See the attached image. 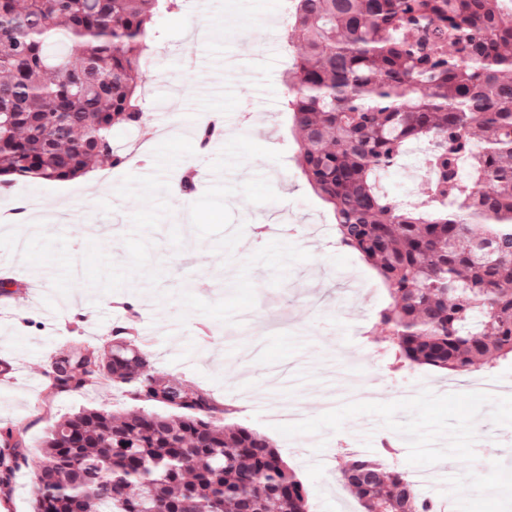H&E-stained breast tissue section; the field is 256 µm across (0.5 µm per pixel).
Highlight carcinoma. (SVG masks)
I'll list each match as a JSON object with an SVG mask.
<instances>
[{
    "label": "carcinoma",
    "instance_id": "obj_1",
    "mask_svg": "<svg viewBox=\"0 0 512 512\" xmlns=\"http://www.w3.org/2000/svg\"><path fill=\"white\" fill-rule=\"evenodd\" d=\"M285 109L300 169L340 245L391 297L394 361L468 373L512 356V0H294ZM175 0H0V181L67 182L126 162L116 127L147 122L142 58ZM430 147L423 200L379 178ZM112 348L55 355L57 391L104 378L119 410L57 420L33 462L32 512H309L264 434L199 386L159 375L128 321ZM0 430V486L27 462ZM363 512H430L407 473L351 454L338 471Z\"/></svg>",
    "mask_w": 512,
    "mask_h": 512
}]
</instances>
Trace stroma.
Here are the masks:
<instances>
[{"mask_svg":"<svg viewBox=\"0 0 512 512\" xmlns=\"http://www.w3.org/2000/svg\"><path fill=\"white\" fill-rule=\"evenodd\" d=\"M210 29L192 47L196 24ZM280 0H182L161 15L152 43L147 128L118 129L116 144L143 148L140 160L101 164L94 179L30 180L0 191V213L26 195L41 207L24 224L0 222V269L17 286L0 293V426L38 457L49 426L83 407L121 405L101 382L53 390L52 357L81 342L106 349L123 317L118 299L138 311L137 334L160 375L209 390L237 423L269 437L307 489L310 512H362L333 477L347 453L393 452L390 465L416 475L440 499L464 463L408 464V441L378 416L347 419L337 431L286 437L280 425L341 405L343 375L357 402L388 403L413 384L438 395L481 391L512 396V358L468 374L417 367L397 371L374 324L389 294L377 272L336 243L332 209L307 184L283 106L285 68ZM194 51L198 67L181 62ZM246 70L234 95L213 97L227 59ZM223 111L220 142L198 153L195 120ZM197 174L185 199L177 184ZM490 408L475 421L478 464L512 468V425H495Z\"/></svg>","mask_w":512,"mask_h":512,"instance_id":"obj_1","label":"stroma"}]
</instances>
